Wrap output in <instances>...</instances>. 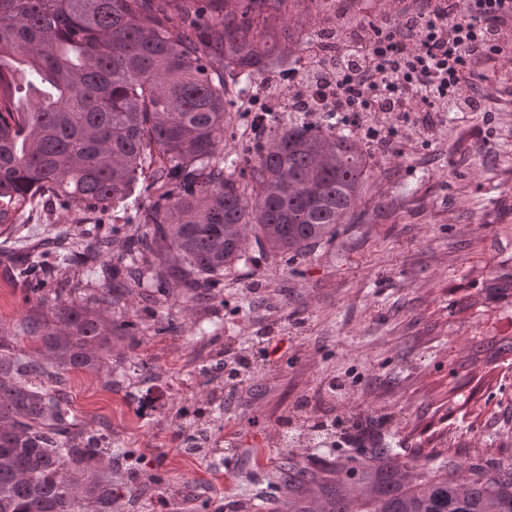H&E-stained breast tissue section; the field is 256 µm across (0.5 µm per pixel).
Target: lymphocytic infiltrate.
Segmentation results:
<instances>
[{
  "label": "lymphocytic infiltrate",
  "mask_w": 512,
  "mask_h": 512,
  "mask_svg": "<svg viewBox=\"0 0 512 512\" xmlns=\"http://www.w3.org/2000/svg\"><path fill=\"white\" fill-rule=\"evenodd\" d=\"M377 25L342 23L332 50L312 47L287 80L255 95L310 118L335 113L358 138L387 148L401 127L430 134L436 117L483 112V70L512 43V0H397Z\"/></svg>",
  "instance_id": "1"
}]
</instances>
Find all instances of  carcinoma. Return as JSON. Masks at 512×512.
I'll return each mask as SVG.
<instances>
[{
  "mask_svg": "<svg viewBox=\"0 0 512 512\" xmlns=\"http://www.w3.org/2000/svg\"><path fill=\"white\" fill-rule=\"evenodd\" d=\"M296 0H0V236L20 244L15 277L56 304L0 338V512H116L131 492L95 465L112 443L78 428L60 376L112 368V337L145 331L131 313L141 294L160 304L178 289L224 302V270L255 255L292 265L336 239L355 217L369 155L329 113L295 121L252 116L258 135L226 151L236 87L265 80L315 42L292 22ZM78 206L80 224H112L57 246L13 237L4 224L39 193ZM120 248H115L116 243ZM80 264L96 287L62 277ZM121 315L117 322L108 314ZM211 380L236 384L219 359ZM298 436L324 425L304 410L286 421ZM373 489L346 500L327 484L328 512H512V465H473L403 488L372 470ZM282 489L314 475L287 457Z\"/></svg>",
  "mask_w": 512,
  "mask_h": 512,
  "instance_id": "cac0c4a2",
  "label": "carcinoma"
}]
</instances>
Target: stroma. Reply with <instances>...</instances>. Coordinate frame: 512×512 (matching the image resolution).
<instances>
[{
  "instance_id": "stroma-1",
  "label": "stroma",
  "mask_w": 512,
  "mask_h": 512,
  "mask_svg": "<svg viewBox=\"0 0 512 512\" xmlns=\"http://www.w3.org/2000/svg\"><path fill=\"white\" fill-rule=\"evenodd\" d=\"M482 88L487 112H452L431 135L399 132L387 151L369 146L370 166L354 223L333 245L294 265L260 258L224 272L221 326H196V309L177 301L141 312L144 324L169 319L173 332L112 339L123 375L65 374L62 389L79 426L112 432V481L121 483V449L140 452L142 477L161 471L136 508L122 512H258L278 496L272 482L283 457L325 479L346 499L360 492L353 463L384 452L414 480L439 468L449 449L458 477L472 461L512 464V291L488 292L497 272L512 270V74ZM72 206L32 197L13 212L23 239L37 242L85 232ZM12 272V245L0 241V332L37 307ZM261 342L264 353L246 385L225 391L211 427L215 438L185 450L177 436L185 407L206 398L196 369L216 356L234 361ZM169 380L166 408L143 416L146 387L136 373ZM346 387L324 390L327 379ZM310 415L341 420L333 441L283 443L285 420L299 403Z\"/></svg>"
}]
</instances>
